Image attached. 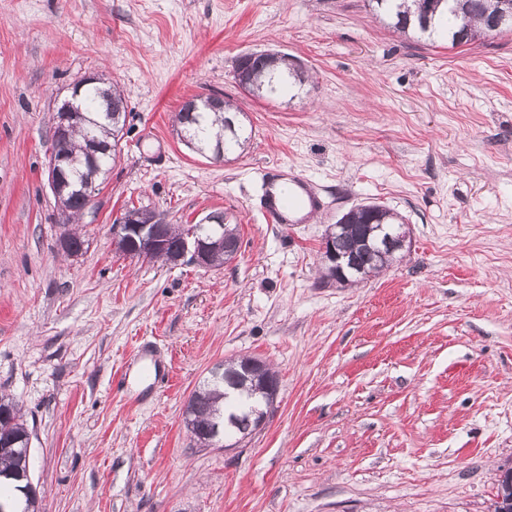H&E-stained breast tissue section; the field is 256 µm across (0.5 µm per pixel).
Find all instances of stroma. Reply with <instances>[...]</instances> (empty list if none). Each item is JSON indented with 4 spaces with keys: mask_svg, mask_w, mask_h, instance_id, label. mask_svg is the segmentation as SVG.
I'll return each instance as SVG.
<instances>
[{
    "mask_svg": "<svg viewBox=\"0 0 512 512\" xmlns=\"http://www.w3.org/2000/svg\"><path fill=\"white\" fill-rule=\"evenodd\" d=\"M262 50L311 91L244 92L236 61ZM94 74L123 90L126 133L68 257L52 117ZM212 92L253 129L223 161L174 127ZM270 167L321 206L268 222ZM369 203L403 216L410 251L322 281L327 227ZM133 206L224 212L236 259L129 258L112 224ZM242 356L276 371L274 411L236 449L196 446L186 402ZM0 393L41 512H493L512 467V32L433 45L367 0H0Z\"/></svg>",
    "mask_w": 512,
    "mask_h": 512,
    "instance_id": "obj_1",
    "label": "stroma"
}]
</instances>
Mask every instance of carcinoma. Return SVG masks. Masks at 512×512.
<instances>
[{"label":"carcinoma","instance_id":"cac0c4a2","mask_svg":"<svg viewBox=\"0 0 512 512\" xmlns=\"http://www.w3.org/2000/svg\"><path fill=\"white\" fill-rule=\"evenodd\" d=\"M395 30L403 34L425 37L433 42L446 41L451 45L489 38L492 33L487 21L499 16L504 19V30L512 31V0H370ZM246 90L262 98H281L295 88L305 85L308 76L300 67L282 58L258 57L246 64ZM82 111L86 121L71 136L56 144L58 152L69 158L66 180L71 188L66 205L75 216H80L84 200L79 192L86 177L85 150L91 141L120 144L124 136V119H113L111 110L125 112L123 91L104 82H80ZM237 117L234 106L224 102L219 112H198L189 117L180 109L176 122L179 132H188L187 144L199 152H211L224 147L231 155L244 149L250 137L244 134L243 121L229 126ZM350 231L336 237V247L352 259L357 277L362 279L387 267L391 259L373 247L361 244L360 233L370 224H396L398 217L387 208L379 209L369 203L358 206L350 216ZM183 225L168 224L164 228L167 253L181 248ZM246 359L215 367L192 395L187 411L197 424L196 439L210 445L214 428L224 435L242 440L255 428L252 409L261 404L263 390L277 386L276 374L271 372L257 381H246L243 365ZM30 433L21 409L10 399L0 397V497L7 492L14 498H24V504L13 512H38L36 494L28 478L29 451L26 450Z\"/></svg>","mask_w":512,"mask_h":512}]
</instances>
